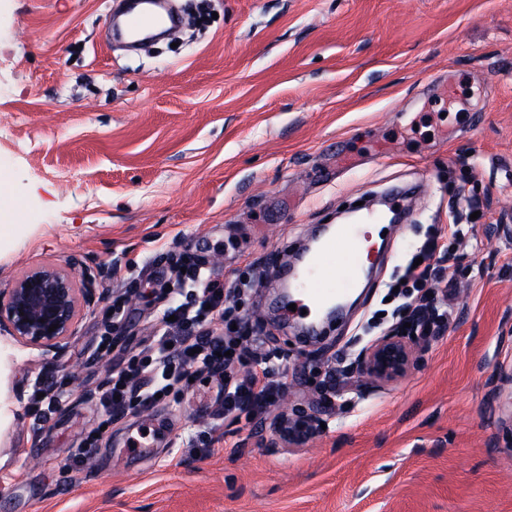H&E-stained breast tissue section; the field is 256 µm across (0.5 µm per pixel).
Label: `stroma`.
Wrapping results in <instances>:
<instances>
[{"mask_svg": "<svg viewBox=\"0 0 512 512\" xmlns=\"http://www.w3.org/2000/svg\"><path fill=\"white\" fill-rule=\"evenodd\" d=\"M200 29L178 46L111 47V0H0V289L41 265L95 277L62 353L0 335V512H512V0H179ZM388 147L379 156V147ZM418 181L407 223L354 307L306 340L266 307L267 258L358 194ZM448 251L452 320L397 381L317 384L366 346L388 284L431 226L468 220ZM192 251L260 322L288 385L267 414L204 431L212 385L113 422L86 465L70 448L101 419L88 392L112 372L90 354L116 292L124 336H145L159 285L113 279ZM71 389L45 426L36 380ZM324 429L282 442L278 415ZM147 444L148 453L135 451Z\"/></svg>", "mask_w": 512, "mask_h": 512, "instance_id": "obj_1", "label": "stroma"}]
</instances>
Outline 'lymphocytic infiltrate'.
Returning <instances> with one entry per match:
<instances>
[{
    "label": "lymphocytic infiltrate",
    "mask_w": 512,
    "mask_h": 512,
    "mask_svg": "<svg viewBox=\"0 0 512 512\" xmlns=\"http://www.w3.org/2000/svg\"><path fill=\"white\" fill-rule=\"evenodd\" d=\"M468 225H449L447 232L431 229L414 255L420 265L405 263L395 299L401 300L410 331L419 336L439 334L448 322L447 310L413 305L420 292L447 291L454 282L445 274L447 240L460 241ZM175 299L160 308L151 331L135 349L120 346L112 331L124 318L128 293L112 299L111 319L96 338V358L112 361V374L98 390V402L109 420L129 410L144 411L173 394L190 391L192 380L208 373L218 378L219 407L214 419L249 417L265 412L281 399L288 380L286 364H274L262 347L259 327L236 319L230 295L217 286L212 272L195 255H180L173 264Z\"/></svg>",
    "instance_id": "f902f5d3"
}]
</instances>
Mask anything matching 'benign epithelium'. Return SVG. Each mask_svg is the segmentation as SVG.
<instances>
[{"mask_svg": "<svg viewBox=\"0 0 512 512\" xmlns=\"http://www.w3.org/2000/svg\"><path fill=\"white\" fill-rule=\"evenodd\" d=\"M81 301L88 309L95 305L91 276H83L79 289L72 272L51 265L35 267L0 289V327L28 345L60 353L75 334ZM55 324L58 328L49 331ZM421 349L418 337L394 330L361 354L357 368L366 383L389 384L410 369Z\"/></svg>", "mask_w": 512, "mask_h": 512, "instance_id": "7a95c632", "label": "benign epithelium"}]
</instances>
